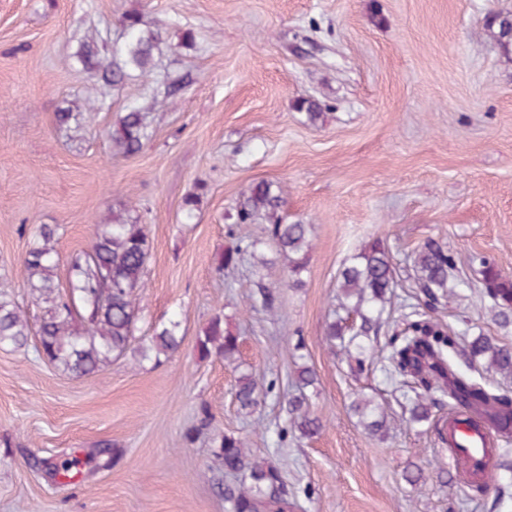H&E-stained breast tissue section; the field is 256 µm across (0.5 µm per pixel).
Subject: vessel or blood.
<instances>
[{
  "label": "vessel or blood",
  "mask_w": 512,
  "mask_h": 512,
  "mask_svg": "<svg viewBox=\"0 0 512 512\" xmlns=\"http://www.w3.org/2000/svg\"><path fill=\"white\" fill-rule=\"evenodd\" d=\"M510 428L512 415L493 404L466 403L449 410L440 426L439 441L448 449L460 484H494L497 439Z\"/></svg>",
  "instance_id": "b4317fda"
}]
</instances>
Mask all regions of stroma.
Returning <instances> with one entry per match:
<instances>
[{"instance_id":"1","label":"stroma","mask_w":512,"mask_h":512,"mask_svg":"<svg viewBox=\"0 0 512 512\" xmlns=\"http://www.w3.org/2000/svg\"><path fill=\"white\" fill-rule=\"evenodd\" d=\"M492 12L512 14V0H0V286L39 322L21 283L29 239L59 226L68 257L125 206L151 247L136 334L175 313L183 337L161 363L127 355L89 376L45 361L36 340L0 346V512H226L212 488L224 433L280 467L294 512H488L438 440L447 408L409 425L379 348L354 368L325 330L358 322L338 301L351 257L384 248L408 300L414 253L432 240L461 282L426 317L512 345L479 273L484 257L512 277V52L490 37ZM130 15L162 32L154 72L103 86L73 54L100 37L121 44ZM99 98L91 121L57 125V112ZM304 98L321 105L317 122ZM131 104L148 136L123 158L110 134ZM262 181L282 185L284 222L311 227L302 287L261 224L247 231L265 266L220 267L234 244L224 217ZM260 280L274 312L253 299ZM218 313L239 338L233 364L197 353ZM304 365L323 429L280 443ZM242 373L265 391L249 415L234 398ZM359 396L386 407L385 436L351 412ZM203 404L213 423L186 442ZM66 461L70 479L55 474Z\"/></svg>"}]
</instances>
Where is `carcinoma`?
Segmentation results:
<instances>
[{"label": "carcinoma", "mask_w": 512, "mask_h": 512, "mask_svg": "<svg viewBox=\"0 0 512 512\" xmlns=\"http://www.w3.org/2000/svg\"><path fill=\"white\" fill-rule=\"evenodd\" d=\"M490 36L503 47L512 46V15L491 13L486 19ZM126 39L114 48L106 43L97 48L89 44L79 49L84 66L96 65L102 81L117 86L133 72L149 76L155 66V53L162 42L157 30L143 27L137 17L126 20ZM148 134L146 112L132 106L113 126L111 139L124 157L136 155ZM280 186L260 182L252 186L235 213L228 215L229 233L235 247L224 253L223 266L234 267L246 254H255L258 241L243 232V227L258 220L268 223L269 241L286 263L292 284L302 283L306 266L309 228L299 222L288 224L278 215ZM58 227L43 225L28 242L22 260L23 285L28 295L46 308V315L33 324L21 311L13 293L0 289V346L23 347L29 337L38 339L44 359L64 371L85 376L99 371L112 360L132 349L140 312V298L146 288L145 271L150 256L146 225L121 212L112 222L99 224L90 248L72 253L67 261V283H57L60 257L55 247ZM482 284L501 325L512 324V280L502 276L493 263L480 260ZM416 287L426 305H435L447 293L448 283L458 279L454 257L443 246L427 241L414 259ZM343 298L351 304L359 324L347 328L333 322L326 334L331 348L347 354L363 355L366 340L378 341L381 331L390 333L383 349L389 363L386 374L394 389L410 404V421L429 418L432 410L448 398V405L462 402L494 403L512 413V399L497 394L459 370L455 357L470 362L485 360L487 369L512 378V348L479 335L462 349L441 323L422 316L416 307L399 305L386 308L393 296V268L382 248L354 255L341 271ZM254 300L270 311L274 308L272 288L256 282ZM179 321L171 319L153 327V334L141 340L135 352L143 360L160 361L175 353L181 344ZM199 356H212L227 363L236 360L239 337L224 329V315L211 318L203 335L197 338ZM316 373L309 367L298 370V394L288 400L291 427L311 437L322 429L321 420L312 415L305 389L315 383ZM235 399L242 411L251 412L260 394L252 375L237 378ZM360 422L373 434L386 430L382 407L372 399L354 402ZM216 456L227 474L242 473L247 481L230 485L218 479L215 489L224 496L228 512H288V485L281 471L251 453L244 440L223 434L217 441Z\"/></svg>", "instance_id": "cac0c4a2"}]
</instances>
